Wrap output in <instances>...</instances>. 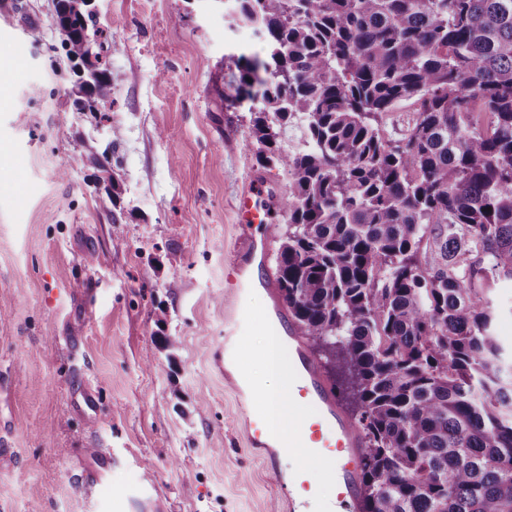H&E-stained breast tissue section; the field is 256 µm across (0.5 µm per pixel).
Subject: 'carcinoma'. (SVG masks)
Listing matches in <instances>:
<instances>
[{"instance_id":"cac0c4a2","label":"carcinoma","mask_w":512,"mask_h":512,"mask_svg":"<svg viewBox=\"0 0 512 512\" xmlns=\"http://www.w3.org/2000/svg\"><path fill=\"white\" fill-rule=\"evenodd\" d=\"M73 3L56 12L82 112L112 79ZM229 17L262 50L229 56L224 102H246L247 146L288 173L277 288L346 381L359 512H512V359L492 298L512 281V0H234ZM410 99L388 138L380 118Z\"/></svg>"}]
</instances>
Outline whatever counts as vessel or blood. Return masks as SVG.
Wrapping results in <instances>:
<instances>
[{"label":"vessel or blood","instance_id":"1","mask_svg":"<svg viewBox=\"0 0 512 512\" xmlns=\"http://www.w3.org/2000/svg\"><path fill=\"white\" fill-rule=\"evenodd\" d=\"M236 217L248 244L240 259L229 264L227 277L235 294L240 296L253 285L252 280L246 277L248 265L256 254L266 253L269 247L267 240L256 237L254 233L256 227L272 220L262 185H255L240 197ZM275 314L277 328L289 332L288 373L291 386L288 398L293 404L307 406L311 411L310 420L303 426L289 428L285 449L300 458L297 477L302 485H309L323 473H332L336 482L335 512H358L363 495L360 460L364 443L360 426L344 412L330 379L309 350L305 337L296 326L290 325L287 309L276 305ZM69 405L87 422L98 421L100 400L91 389L74 386ZM115 464L116 460L109 451L102 448L93 450L81 482L86 496L103 499ZM127 506L129 512H169L166 498L149 475L128 493Z\"/></svg>","mask_w":512,"mask_h":512}]
</instances>
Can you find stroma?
Returning <instances> with one entry per match:
<instances>
[{
    "label": "stroma",
    "mask_w": 512,
    "mask_h": 512,
    "mask_svg": "<svg viewBox=\"0 0 512 512\" xmlns=\"http://www.w3.org/2000/svg\"><path fill=\"white\" fill-rule=\"evenodd\" d=\"M93 8L112 41L101 119L71 109L54 0H0V51L26 43L0 92V149L18 159L0 172V512H126L147 468L171 512H274L284 495L218 360L237 199L254 179L274 203L288 186L224 102L229 55L257 42L221 0ZM78 375L97 423L69 407ZM93 448L119 460L98 505L78 489Z\"/></svg>",
    "instance_id": "1"
}]
</instances>
